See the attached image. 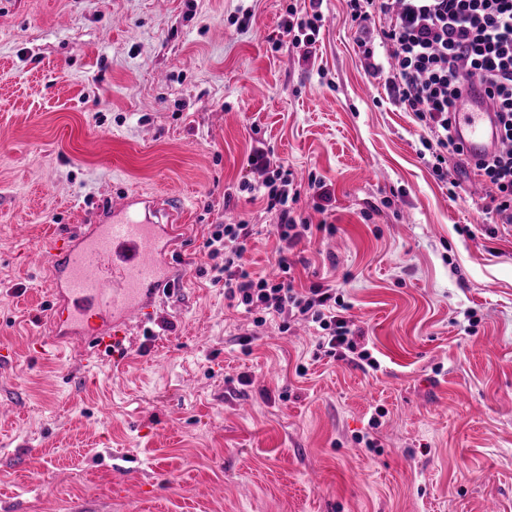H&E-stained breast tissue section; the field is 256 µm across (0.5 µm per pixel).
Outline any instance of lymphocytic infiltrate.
Returning a JSON list of instances; mask_svg holds the SVG:
<instances>
[{"instance_id": "f902f5d3", "label": "lymphocytic infiltrate", "mask_w": 512, "mask_h": 512, "mask_svg": "<svg viewBox=\"0 0 512 512\" xmlns=\"http://www.w3.org/2000/svg\"><path fill=\"white\" fill-rule=\"evenodd\" d=\"M353 23L362 31L376 29L378 43L358 40L369 59L382 45L387 62L371 66V76L387 72L385 85L393 103L413 113L426 134L433 174L445 182L455 169L467 168L472 180L485 188L483 213L505 226L512 224V0H346ZM320 12L298 13L288 8L282 27L300 60L310 61L320 32ZM484 84L501 125L499 146L490 157L464 166L461 149L451 136V112L468 82ZM259 181L242 179L239 192L263 198L267 211L276 213L280 242L277 273L255 277L245 255L255 234L247 221L215 225L204 242L214 263L210 281L224 287V296L253 317L254 326L277 321L288 331L291 321H303L317 333V350L324 356L357 366L375 361L362 330L345 317L348 305L331 285L296 283L294 248L314 235L309 219L297 214L301 197L313 200L325 212L332 193L324 179L302 184L271 151L254 148L248 158Z\"/></svg>"}]
</instances>
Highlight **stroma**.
Listing matches in <instances>:
<instances>
[{
  "mask_svg": "<svg viewBox=\"0 0 512 512\" xmlns=\"http://www.w3.org/2000/svg\"><path fill=\"white\" fill-rule=\"evenodd\" d=\"M308 2L0 0V512H512V229L421 159L345 0L299 61L280 21ZM260 143L330 184L326 213L298 203L335 231L296 277L336 285L375 367L254 327L197 274L231 219L261 227L249 271L275 269L276 218L236 191ZM123 190L188 208L179 292L127 366L31 354L45 241Z\"/></svg>",
  "mask_w": 512,
  "mask_h": 512,
  "instance_id": "35a3bbf8",
  "label": "stroma"
}]
</instances>
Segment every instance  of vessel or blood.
<instances>
[{
	"label": "vessel or blood",
	"mask_w": 512,
	"mask_h": 512,
	"mask_svg": "<svg viewBox=\"0 0 512 512\" xmlns=\"http://www.w3.org/2000/svg\"><path fill=\"white\" fill-rule=\"evenodd\" d=\"M451 132L468 163L497 149L500 123L481 86L457 99ZM183 230L180 203L127 192L87 232L55 237L47 280L50 331L35 349L50 344L117 357L122 330L143 326L157 297L175 287L173 258L184 247Z\"/></svg>",
	"instance_id": "b4317fda"
}]
</instances>
